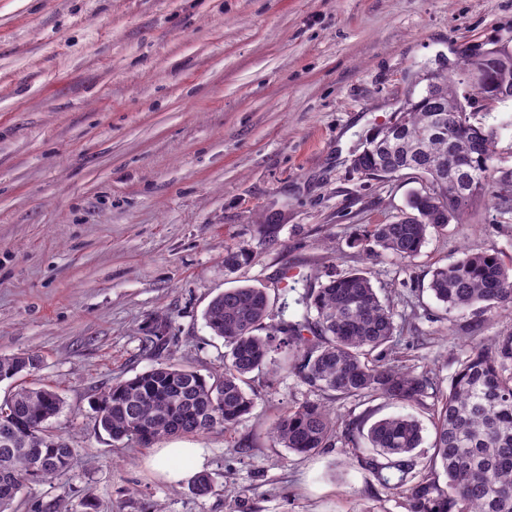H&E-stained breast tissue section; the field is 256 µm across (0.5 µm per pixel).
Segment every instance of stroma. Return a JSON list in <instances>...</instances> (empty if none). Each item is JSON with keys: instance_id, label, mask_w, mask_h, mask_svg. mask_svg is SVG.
<instances>
[{"instance_id": "1", "label": "stroma", "mask_w": 512, "mask_h": 512, "mask_svg": "<svg viewBox=\"0 0 512 512\" xmlns=\"http://www.w3.org/2000/svg\"><path fill=\"white\" fill-rule=\"evenodd\" d=\"M512 47V0H0V355H38L65 401L52 423L75 450L66 489L17 512H404L351 452L272 446L277 412L309 399L291 375L252 374L253 414L186 437L213 488L199 495L156 448L120 447L94 401L157 361L144 338L202 375L224 369L203 312L250 284L282 300L284 272L318 284L364 270L398 313L396 355L447 386L481 333L451 328L428 288L466 252L512 257V216L480 201L431 233L410 265L353 245L394 221L416 182L353 168L411 80L467 48ZM470 109L499 125L512 169V102ZM267 231H260L264 220ZM244 247L232 269L224 251Z\"/></svg>"}]
</instances>
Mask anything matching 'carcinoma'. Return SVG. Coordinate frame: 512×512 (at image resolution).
Listing matches in <instances>:
<instances>
[{"label": "carcinoma", "mask_w": 512, "mask_h": 512, "mask_svg": "<svg viewBox=\"0 0 512 512\" xmlns=\"http://www.w3.org/2000/svg\"><path fill=\"white\" fill-rule=\"evenodd\" d=\"M488 102L512 100V49L484 50ZM421 77L425 87L410 93L396 116V133L376 129L365 136L353 160L364 177L387 180L410 170L425 181L404 213L388 224H369L353 240L409 265L431 230L445 227L485 200L512 213V171L496 151L498 127L467 111L460 73ZM445 163L439 172L438 162ZM428 288L449 314H471L468 327L505 313L512 315V265L495 250L466 252L432 271ZM265 288L241 285L214 296L203 313L212 335L224 340V372L208 377L173 357L104 389L95 401L98 427L127 448H145L167 437L229 430L256 409L245 389L249 375L273 365L297 377L317 399L287 406L276 415L268 437L275 446L308 456L350 438L358 422L339 430V420L318 400L377 397L405 412L374 421L367 444L354 449L372 482L395 491L406 512H512V328L488 336L458 362L448 390L427 372L397 364L393 307L381 299L363 270L326 272V281L307 288L296 304L300 319L288 321V306L274 311ZM41 367L28 353L0 356V382L11 391L0 400V512H14L24 489L42 483L65 486L74 448L55 433L63 412L61 394L25 381ZM432 405L433 453L417 451L424 428L411 413ZM446 476L440 485L436 466Z\"/></svg>", "instance_id": "carcinoma-1"}]
</instances>
